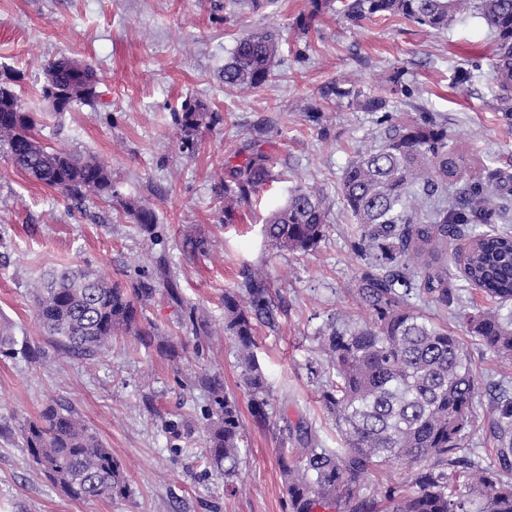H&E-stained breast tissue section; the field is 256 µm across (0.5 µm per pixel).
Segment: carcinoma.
<instances>
[{
	"mask_svg": "<svg viewBox=\"0 0 512 512\" xmlns=\"http://www.w3.org/2000/svg\"><path fill=\"white\" fill-rule=\"evenodd\" d=\"M274 0H224V18L236 9L268 7ZM309 13L298 20L307 32L317 16L333 12L358 25L374 17H400L434 32L456 20L480 19L496 36L489 64L497 111L512 123V0H309ZM280 49L278 35L256 30L243 36L224 63L228 89L259 90L272 76ZM59 57L45 74L62 83L76 82L82 94L70 104L99 97L96 69ZM390 95L364 94L330 82L320 88L324 101L349 98L377 114L381 126L375 144L357 152L343 172L341 195L356 219L354 253L364 262L357 280L365 324H333L321 352L335 379L322 390V405L334 419L343 446L324 448L318 437L296 427L298 447L279 459L292 512H374L377 502L364 493L374 469L405 466L411 490L394 487L384 494L386 512H512V396L502 391L492 406L494 457L486 465L472 459L470 435L478 382L459 336L411 303L417 297L448 308L459 301L450 266L459 268L467 286L483 292L494 308L457 309L456 322L468 335L512 364V322L501 310L512 303V232L468 231V226L508 219V188L497 169L467 177L469 156L449 146L448 127L428 112L399 118L392 95L410 96L403 73L390 78ZM221 120L200 99H186L173 121L181 131L180 149L195 155L200 135ZM31 112H13L0 100V151L12 166L53 188L69 206L86 208L91 197L117 196L112 170L93 155L54 149L38 141ZM229 179L218 196L224 223L238 209L278 180L277 159L257 142L237 153ZM462 183L455 201L443 207L435 197L446 184ZM127 216L144 231L157 223L153 206L125 203ZM328 210L320 193L297 185L264 225L276 249L314 250L325 236ZM159 293L140 281L125 287L77 266L56 270L34 285L35 314L64 353L92 360L112 348V340L130 335L149 348L153 333L142 327L146 307ZM267 278L248 272L224 292V332L232 340L244 384L257 411L270 400V389L255 352L256 328L275 320ZM214 396L216 419L207 431L208 467L234 476L241 460L242 431L235 399L224 387L204 382ZM25 447L38 469L74 500L124 498L128 486L120 464L95 432L69 407H49L21 426Z\"/></svg>",
	"mask_w": 512,
	"mask_h": 512,
	"instance_id": "carcinoma-1",
	"label": "carcinoma"
}]
</instances>
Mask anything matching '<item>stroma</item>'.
Listing matches in <instances>:
<instances>
[{
  "mask_svg": "<svg viewBox=\"0 0 512 512\" xmlns=\"http://www.w3.org/2000/svg\"><path fill=\"white\" fill-rule=\"evenodd\" d=\"M308 7V0H276L228 19L224 0H0V74L16 75L15 93L40 117V142L104 160L118 189L112 201L72 212L58 191L30 181L0 152V326L16 339L11 354H0V512H291L278 457L295 447V427L311 428L323 447L341 445L321 403L333 377L322 336L333 322L369 318L357 295L355 220L340 182L378 126L374 114L347 100L322 101L323 85L373 93L404 71L412 94L396 99L395 111L431 113L458 147L512 174V126L496 110L489 73L456 80L470 62H489L494 53L495 37L480 19L432 33L399 17L355 26L324 13L303 35L295 21ZM256 29L281 35L270 84L247 94L225 88V62ZM61 56L95 66L97 104L58 115L44 100V67ZM189 97L222 117L192 157L181 152L172 120ZM315 105L317 124L306 118ZM259 123L272 130L266 149L278 156L283 177L242 205L236 223H223L214 186L227 179ZM298 184L318 187L329 207L323 240L304 254L278 251L263 234L270 211ZM131 199L153 205V232L130 221L123 204ZM63 266L130 283L167 270L181 300L156 296L146 315L178 357L144 349L131 336L93 360L58 351L36 320L29 289ZM247 269L266 274L277 304L274 324L258 325L255 336L272 392L260 414L224 333V292ZM188 304L206 319L207 334L184 326ZM463 341L479 387L473 448L484 460L495 445L490 407L499 387L512 389V367L471 336ZM205 376L221 381L239 408L243 451L229 480L201 461L213 408L200 383ZM50 404L74 408L111 448L126 497L73 500L36 469L20 427Z\"/></svg>",
  "mask_w": 512,
  "mask_h": 512,
  "instance_id": "35a3bbf8",
  "label": "stroma"
}]
</instances>
